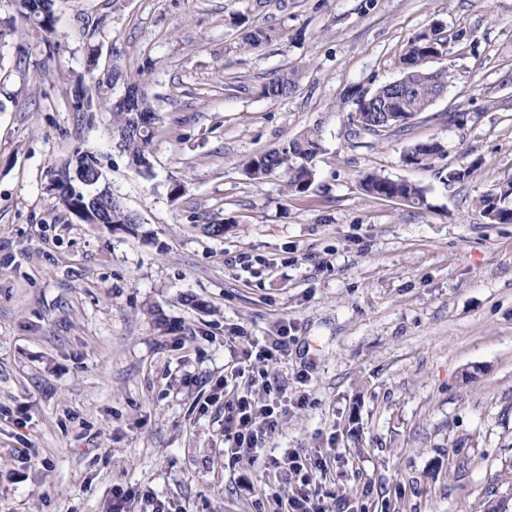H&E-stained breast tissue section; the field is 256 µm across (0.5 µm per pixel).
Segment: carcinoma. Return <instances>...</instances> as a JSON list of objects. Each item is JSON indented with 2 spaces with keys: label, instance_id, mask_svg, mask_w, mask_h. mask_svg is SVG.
Here are the masks:
<instances>
[{
  "label": "carcinoma",
  "instance_id": "obj_1",
  "mask_svg": "<svg viewBox=\"0 0 512 512\" xmlns=\"http://www.w3.org/2000/svg\"><path fill=\"white\" fill-rule=\"evenodd\" d=\"M19 3V14L29 25L42 30L45 33L55 32V17L49 10L42 14H31L27 10L26 3ZM269 41V35L262 29L248 30L242 35V42L249 50L258 49L263 43ZM444 46L442 37L433 31L429 34H421L409 41V46L397 61V68L401 77L415 84L414 92L402 101L391 104L392 118L383 122H371L375 113L383 111L384 97L387 92L381 88L368 95L364 92L353 91L347 94V99L354 102L356 108L354 114L349 116L352 125V134L368 133L379 135L387 130L403 126L416 114L427 111L433 105V98L438 88L448 87V70H428L423 64L430 58L441 54ZM131 83L141 89V96L127 107L125 103L116 98L112 100V136L118 148L126 154L131 162L149 170V146L153 137V131L134 130L137 124L138 114L153 111L152 104L144 92V79L134 78ZM295 87V81L284 75L276 77L263 86V95L268 98H281L290 93ZM321 149L319 138L314 133H307L288 143L263 152L251 158L245 171L253 180H263L269 175L281 171L287 176L286 187L290 192L306 193L312 186L315 178L311 166L313 158ZM444 154L443 146L438 142L421 143L413 147L405 156V161L411 166H425L430 161ZM482 160L476 159L471 163H463L457 168L444 172L439 170L440 180L448 182H463L473 177V174L481 165ZM71 167L67 166L55 174L54 181L60 195L56 200L67 210H72L78 202L87 198L85 185L95 180L94 165L85 167L84 179L80 181L68 180ZM362 190L374 197L388 199L399 197L406 204L419 205L424 202V191L416 184L408 181L393 180L379 174H368L361 180ZM512 197V182L499 188L488 191L480 199L482 209L486 210L495 205L500 209L501 224L512 223V207L506 206V201Z\"/></svg>",
  "mask_w": 512,
  "mask_h": 512
}]
</instances>
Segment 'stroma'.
Returning a JSON list of instances; mask_svg holds the SVG:
<instances>
[{"label": "stroma", "instance_id": "35a3bbf8", "mask_svg": "<svg viewBox=\"0 0 512 512\" xmlns=\"http://www.w3.org/2000/svg\"><path fill=\"white\" fill-rule=\"evenodd\" d=\"M55 31L0 0V512H277L278 462L323 457L325 512H512V224L480 197L512 181V0H54ZM267 30L259 51L234 26ZM442 27L451 80L408 128L352 136L349 88L399 76ZM465 40H457V31ZM152 60L149 171L112 141L106 99ZM296 71L287 97L264 84ZM100 98L78 112L77 86ZM314 131L315 181L245 163ZM439 142L428 166L404 156ZM93 153L140 224H88L55 174ZM482 158L466 182L437 172ZM377 172L424 190L368 196ZM224 227L223 236L205 232ZM284 406L260 460L224 404L243 337ZM35 449L26 462L25 449ZM282 333L276 340L271 343V346L261 345L259 342L250 344L248 348L244 349V363H246L248 371L252 373V380H256L257 376L262 380L267 378L266 370L258 366V364L267 365L269 362H274L284 354L288 347V336H283Z\"/></svg>", "mask_w": 512, "mask_h": 512}]
</instances>
